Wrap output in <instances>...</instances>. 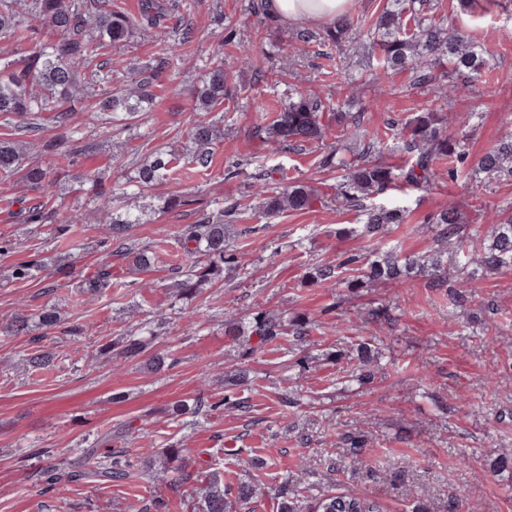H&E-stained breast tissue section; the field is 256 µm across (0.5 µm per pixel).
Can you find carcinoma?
<instances>
[{
  "label": "carcinoma",
  "mask_w": 512,
  "mask_h": 512,
  "mask_svg": "<svg viewBox=\"0 0 512 512\" xmlns=\"http://www.w3.org/2000/svg\"><path fill=\"white\" fill-rule=\"evenodd\" d=\"M417 0H386V7L374 25L366 30L360 19L346 15L335 23L316 32L308 28L295 30L293 38L303 44L319 42L342 49L361 37L372 38L384 71L415 70L417 84L433 87L434 96L422 111L413 115L397 130L402 140L401 150L408 155L402 166H391L365 155L346 160L337 154H328L323 165L340 171L336 185V199L344 204L360 207L361 233L374 237L388 225L399 224L405 210L387 208L378 204H364L388 189L396 187L427 190L435 184L439 172L438 159H449L460 166L468 161L464 137L448 133V107L452 99L471 95L477 91V82L489 68L490 59L483 46L453 26L443 28L434 22H425L421 10L415 8ZM167 10L159 0H141L138 16H130L112 9V0H0V39L29 46L24 65L17 66L9 58L0 57V114L27 118V130H40V114L54 113L59 126L68 129V136L60 141H48L45 151L63 158L73 153L72 143L79 140L80 128L73 123L72 110L65 105L88 90L112 83V63H96L102 51L127 41L135 28L153 31L158 41H166L170 34ZM448 62V70L436 73L435 68ZM168 59L156 65L141 68L132 86L126 90L103 93L93 106L94 111L109 115H122V120L133 121L142 112L149 111L155 101L153 87ZM465 80L458 81V77ZM228 75L224 63L218 62L202 70L195 88L196 112H212L224 103L228 95ZM325 105L313 92L295 89L288 105L277 113L274 121L261 130L264 140L276 144L319 142L325 137L323 112ZM331 120L348 132L359 127L357 119L339 108L330 109ZM192 145L190 162L206 170L211 164V147L224 137V128L212 120H196L188 129ZM173 157L157 152L135 170L133 182L142 189L167 181L172 173ZM473 171L481 181L490 185L512 177V133L504 136L476 161ZM277 169L264 174L256 198L263 213L273 216L282 212L309 211L318 200V192L303 182L276 179ZM0 175L15 177L17 181L39 191L43 201L21 210L26 224H52L57 213L48 204L57 196V178L53 169L26 158L16 143L0 140ZM97 203L109 224V240L116 249L125 250V239L133 225L142 223L145 209L135 212L114 205L112 195L101 192ZM504 210L497 207L483 212L487 230L472 229L471 237L481 240L475 254L467 260L454 263L456 272L473 281L477 273H499L512 269V215L503 217ZM234 208L212 209L203 214L196 224L187 225L180 234V247L191 259L189 267L173 273L169 285L172 296L192 299L216 278L240 270L241 263L231 248V235L235 233L232 218ZM436 225L438 247L432 253L402 255L389 250L368 256L351 255L333 264L325 263L309 272L311 283L335 285L340 269L358 265L363 277L371 282L396 281L412 274H426L433 282H448V254L461 234L462 214L455 206H448L429 220ZM112 278L102 273L85 279L79 285L81 292L98 295L111 287ZM250 335L256 337L261 348L292 332L295 340L306 341L309 321L296 317L291 328L282 318L261 307L249 321ZM115 357L124 362H135L145 353L146 342L137 333H129L119 342ZM240 410L242 402L229 396L219 402H208L201 393L192 404L178 407L180 414L192 416L201 413ZM97 457V448L85 452V464L62 473L54 465L42 471V478L57 485L64 478L82 477L92 482L110 484L127 480L132 464L121 448L113 450L109 459L90 465ZM142 467L157 479L177 476L192 479V512H237V508L257 498L262 491L250 481H241L236 491L224 487V472L210 460H194L189 451L178 445L163 449L160 454L142 462ZM341 500L355 512H379V505L358 494H326L320 496L311 512H323L326 506Z\"/></svg>",
  "instance_id": "1"
}]
</instances>
